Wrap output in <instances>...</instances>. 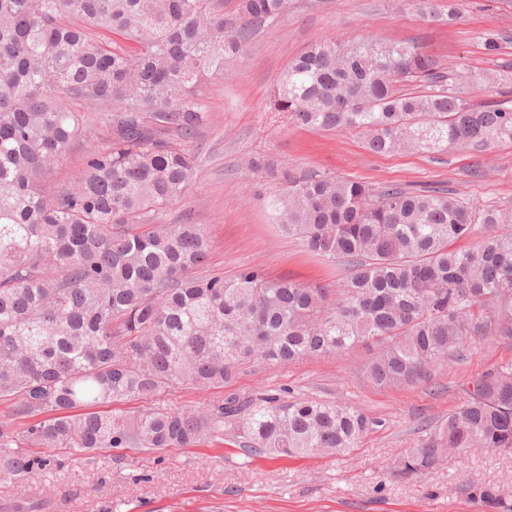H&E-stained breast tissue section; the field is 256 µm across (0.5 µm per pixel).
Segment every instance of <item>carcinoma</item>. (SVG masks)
<instances>
[{
	"mask_svg": "<svg viewBox=\"0 0 512 512\" xmlns=\"http://www.w3.org/2000/svg\"><path fill=\"white\" fill-rule=\"evenodd\" d=\"M408 4L429 23L458 14L457 0ZM287 9L288 0H239L228 14L224 0H0V399L11 402L1 479L29 481L52 465L32 448L88 460L226 431L254 455H343L380 421L342 402L260 394L132 416L94 408L176 386L222 388L256 358L288 364L360 343L377 349L366 376L396 387L461 356L469 336L512 339V210L329 171L288 177L267 202L270 218L343 271L329 286L257 268L203 275L205 225L158 223L197 177L194 149L165 136L207 123L195 83L224 75V60ZM75 101L110 113L112 144L53 187L86 123ZM269 111L354 131L373 153L512 144V106L471 103L409 42L316 41L281 74ZM478 225L475 246L453 247ZM466 393L395 461L394 476H423L450 448L512 453V361ZM469 495L486 512H512L490 488Z\"/></svg>",
	"mask_w": 512,
	"mask_h": 512,
	"instance_id": "carcinoma-1",
	"label": "carcinoma"
}]
</instances>
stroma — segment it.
Masks as SVG:
<instances>
[{"label":"stroma","mask_w":512,"mask_h":512,"mask_svg":"<svg viewBox=\"0 0 512 512\" xmlns=\"http://www.w3.org/2000/svg\"><path fill=\"white\" fill-rule=\"evenodd\" d=\"M459 8L456 19L441 24L424 22L395 0H288L287 12L251 41L244 56L225 62L223 76L202 81L209 121L192 142L198 177L164 211L162 223L206 225L212 243L206 273L230 278L257 268L271 278L327 285L339 278V269L283 235L268 217L264 200L281 193L284 174L329 170L375 186L441 184L474 206L512 208V145L374 154L355 134L299 128L267 109L295 57L315 41L350 37L415 42L466 85L471 102L511 100L512 9L499 0H461ZM489 34L500 37L494 56L483 47ZM483 71L498 72L497 83H473ZM92 118L90 135L72 142L54 184L69 183L89 153L108 145V117L96 112ZM258 155L269 169L248 172L249 159ZM369 356L361 345L288 365L256 359L238 367L224 387L205 393L179 387L154 402L166 409L260 393L344 402L381 421L348 454L274 460L227 438L159 453L103 449L87 464L56 448L60 466L45 477L0 479V512H14L26 500L36 502L35 512H482L468 493L473 486L495 488L512 504V454L467 448L449 454L426 477L390 475L395 458L463 402L471 380L512 360V340L469 337L461 359L436 364L428 380L397 388L375 386L363 376L360 367Z\"/></svg>","instance_id":"stroma-1"}]
</instances>
